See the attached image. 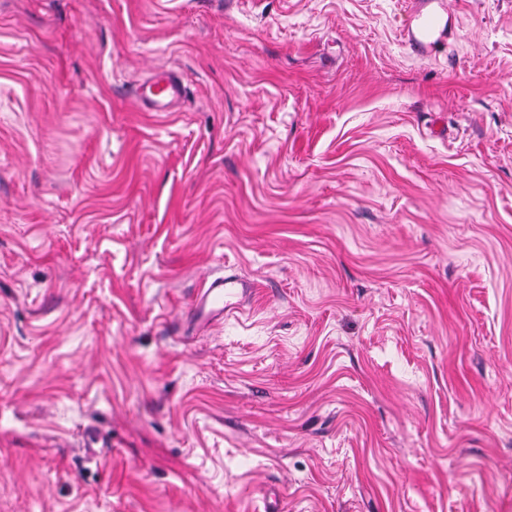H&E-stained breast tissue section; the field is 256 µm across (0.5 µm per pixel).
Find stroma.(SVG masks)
Returning <instances> with one entry per match:
<instances>
[{"mask_svg":"<svg viewBox=\"0 0 512 512\" xmlns=\"http://www.w3.org/2000/svg\"><path fill=\"white\" fill-rule=\"evenodd\" d=\"M450 8L0 0V512H512V0ZM408 4L413 17V25L408 31L410 40L431 47L434 43L433 39L437 35H441L446 27L448 28V40L452 38L457 17L449 6L448 13L440 7L434 11L424 12L421 0H411ZM185 87L173 72L160 69L135 85L134 102L142 112H175ZM250 292L242 280L219 276L205 281L191 296L185 314L205 326L224 320V315L237 308L239 297Z\"/></svg>","mask_w":512,"mask_h":512,"instance_id":"obj_1","label":"stroma"}]
</instances>
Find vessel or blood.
<instances>
[{
    "instance_id": "b4317fda",
    "label": "vessel or blood",
    "mask_w": 512,
    "mask_h": 512,
    "mask_svg": "<svg viewBox=\"0 0 512 512\" xmlns=\"http://www.w3.org/2000/svg\"><path fill=\"white\" fill-rule=\"evenodd\" d=\"M409 10L413 25L408 37L422 45H432L434 38L448 28H454L455 13L443 9L423 11L421 0H410ZM185 92L181 79L173 72L160 69L138 81L133 94L134 102L143 112H173ZM249 291L242 280L219 276L205 281L188 298L185 314L201 325L223 320L236 309L239 299Z\"/></svg>"
}]
</instances>
